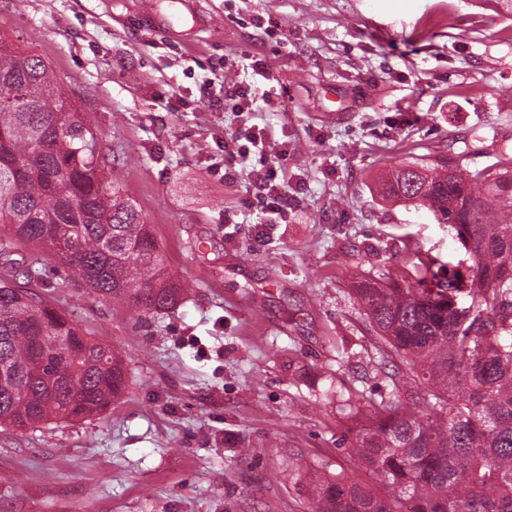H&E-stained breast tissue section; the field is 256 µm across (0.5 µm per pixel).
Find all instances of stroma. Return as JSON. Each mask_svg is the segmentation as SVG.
Instances as JSON below:
<instances>
[{"mask_svg":"<svg viewBox=\"0 0 512 512\" xmlns=\"http://www.w3.org/2000/svg\"><path fill=\"white\" fill-rule=\"evenodd\" d=\"M0 0V34L64 78L125 198L151 224L173 308L104 299L45 248L32 287L125 361L102 414L0 428V512H310L347 440L424 388L354 289L464 250L375 184L399 164L512 147V22L489 0ZM278 91L256 122L288 145L290 206L259 224L248 187L213 176L233 112L199 101L232 60ZM181 99H174L173 88Z\"/></svg>","mask_w":512,"mask_h":512,"instance_id":"35a3bbf8","label":"stroma"}]
</instances>
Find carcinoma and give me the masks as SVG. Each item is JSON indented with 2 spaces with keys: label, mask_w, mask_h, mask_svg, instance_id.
Returning <instances> with one entry per match:
<instances>
[{
  "label": "carcinoma",
  "mask_w": 512,
  "mask_h": 512,
  "mask_svg": "<svg viewBox=\"0 0 512 512\" xmlns=\"http://www.w3.org/2000/svg\"><path fill=\"white\" fill-rule=\"evenodd\" d=\"M380 195L456 232L457 263L416 255L411 278L356 294L425 389L360 429L350 452L381 487L343 473L313 489L311 512H512V154L475 171L441 155L401 164ZM0 224L45 247L97 295L141 312L177 304L150 225L105 171L100 137L39 56L0 36ZM125 382L122 356L84 336L31 289L0 276V427L103 413Z\"/></svg>",
  "instance_id": "obj_1"
}]
</instances>
